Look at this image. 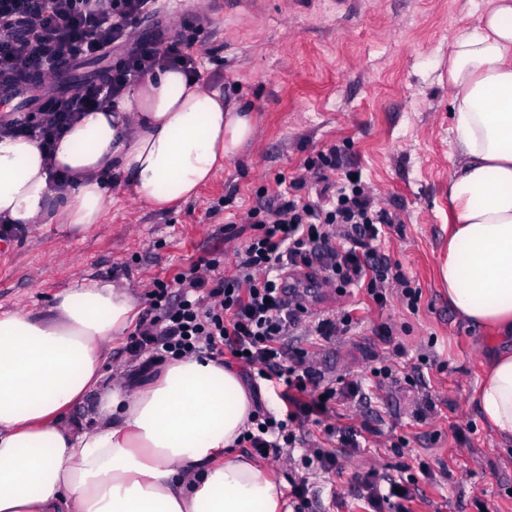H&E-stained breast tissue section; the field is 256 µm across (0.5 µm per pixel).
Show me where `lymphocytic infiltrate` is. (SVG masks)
I'll return each mask as SVG.
<instances>
[{
  "label": "lymphocytic infiltrate",
  "mask_w": 512,
  "mask_h": 512,
  "mask_svg": "<svg viewBox=\"0 0 512 512\" xmlns=\"http://www.w3.org/2000/svg\"><path fill=\"white\" fill-rule=\"evenodd\" d=\"M159 0H0V79L45 81L79 60L121 49L120 57L100 76L60 95L38 112L0 122V133L24 134L43 147L80 114L108 104L132 83L160 67L199 73V56L183 34L144 37L140 28L154 15ZM323 202H305L284 192L250 208L249 238L237 251L236 268L212 276V263L193 264L174 281H156L150 305L129 334L126 350L153 364L168 357L232 355L253 385L273 388L279 412L256 407L252 425L237 441L265 460H280L288 449H301L304 474L291 480L288 502L293 512H312L320 502L315 479L333 473L339 452L355 453L381 431L370 420L343 423L338 407L371 404L384 381L397 370L404 347L386 322L375 336L391 346L392 357H375L371 380L346 382L326 378L315 359L319 342L351 335L353 311L308 319V309L289 284V274L309 270L338 292L362 288L376 306L397 292L402 305L415 311L421 293L394 270L380 250L394 224L362 180L336 184L335 152L309 160ZM416 477L387 480L366 474L358 499L365 512H405L420 498Z\"/></svg>",
  "instance_id": "f902f5d3"
}]
</instances>
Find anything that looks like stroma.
Returning <instances> with one entry per match:
<instances>
[{"instance_id": "1", "label": "stroma", "mask_w": 512, "mask_h": 512, "mask_svg": "<svg viewBox=\"0 0 512 512\" xmlns=\"http://www.w3.org/2000/svg\"><path fill=\"white\" fill-rule=\"evenodd\" d=\"M481 2L359 0L341 11L336 0H164L151 31L193 38L202 83L249 107L253 140L186 203L155 210L123 182L113 185L102 223L86 233L66 224L16 232L0 252V312H48L58 293L85 279L131 287L143 312L155 280L199 259L215 260L214 276L227 274L251 233L242 222L247 210L297 183L304 199H316L307 161L336 150L343 172L359 173L395 216L384 251L422 296L412 314L394 298L368 308L361 291L306 288L309 318L355 307L362 319L355 335L321 347L317 361L333 378L369 377L372 355L384 352L373 329L384 321L396 327L410 363L424 356L444 370L431 372L429 388L399 375L371 408H344L357 422L377 412L382 434L376 447L341 456L329 477L339 495L335 512H359L355 489L366 473L397 477L421 462L437 475L435 484H419L431 500L423 512H512V444L473 403L493 332L462 320L437 277L455 162L440 75L455 33L475 25ZM429 395L437 411L421 424L417 413ZM393 430L408 447H389Z\"/></svg>"}]
</instances>
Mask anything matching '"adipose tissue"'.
Masks as SVG:
<instances>
[{"mask_svg":"<svg viewBox=\"0 0 512 512\" xmlns=\"http://www.w3.org/2000/svg\"><path fill=\"white\" fill-rule=\"evenodd\" d=\"M457 222L439 279L463 320L512 337V0H486L448 59ZM254 134L245 107L172 68L84 113L45 154L0 135V223H100L104 179L127 177L157 209L193 198ZM137 316L130 288L82 281L49 313H0V512H284L268 467L235 454L254 398L209 358L169 360L140 382L103 386L107 346ZM98 393L95 425L70 411ZM512 442V351L493 353L475 399Z\"/></svg>","mask_w":512,"mask_h":512,"instance_id":"1","label":"adipose tissue"}]
</instances>
